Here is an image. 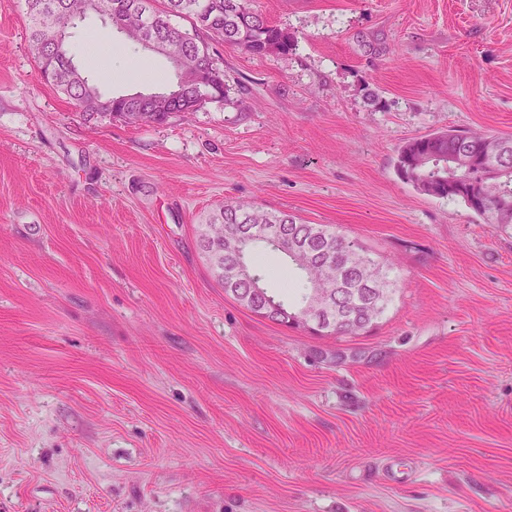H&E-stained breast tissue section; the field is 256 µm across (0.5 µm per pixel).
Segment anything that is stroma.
Listing matches in <instances>:
<instances>
[{
	"instance_id": "35a3bbf8",
	"label": "stroma",
	"mask_w": 512,
	"mask_h": 512,
	"mask_svg": "<svg viewBox=\"0 0 512 512\" xmlns=\"http://www.w3.org/2000/svg\"><path fill=\"white\" fill-rule=\"evenodd\" d=\"M295 50L214 44L226 96L88 118L0 0V512H512V228L398 149L512 135V0H254ZM96 15L106 94L175 83ZM104 56L111 78L92 61ZM248 202L358 240L395 285L358 336L225 295L199 218Z\"/></svg>"
}]
</instances>
